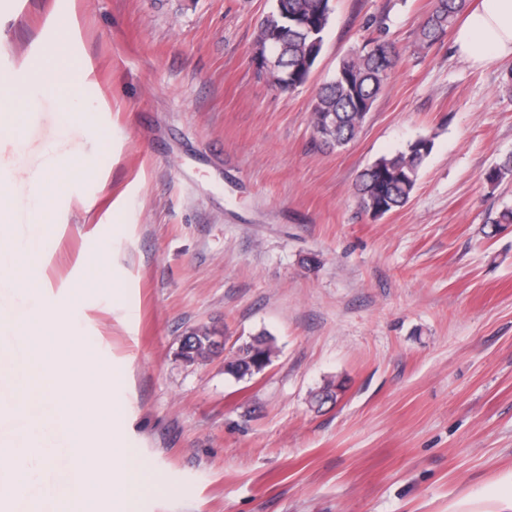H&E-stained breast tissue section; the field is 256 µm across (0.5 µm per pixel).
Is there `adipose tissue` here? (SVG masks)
I'll list each match as a JSON object with an SVG mask.
<instances>
[{
    "label": "adipose tissue",
    "instance_id": "adipose-tissue-1",
    "mask_svg": "<svg viewBox=\"0 0 512 512\" xmlns=\"http://www.w3.org/2000/svg\"><path fill=\"white\" fill-rule=\"evenodd\" d=\"M71 23H62L54 43L47 46L40 84L53 97L78 88L85 80L83 65L66 56ZM454 45L468 61L486 66L512 59V0H479L475 11L454 31Z\"/></svg>",
    "mask_w": 512,
    "mask_h": 512
}]
</instances>
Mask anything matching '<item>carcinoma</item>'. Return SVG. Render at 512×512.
<instances>
[{
  "label": "carcinoma",
  "instance_id": "cac0c4a2",
  "mask_svg": "<svg viewBox=\"0 0 512 512\" xmlns=\"http://www.w3.org/2000/svg\"><path fill=\"white\" fill-rule=\"evenodd\" d=\"M467 2L435 0L421 26L422 43L430 47L442 41ZM330 12L331 0H279L263 18L260 35L286 32L277 46V88L290 90L307 82L322 50ZM398 58L392 44L371 37L361 49L341 61L335 76L320 88L312 107L313 128L324 142L342 147L355 138ZM432 148V140L421 137L408 142L397 154L380 157L369 165L355 185L362 210L380 218L404 207ZM508 175H512V155L491 168L486 181L496 186ZM218 336L214 326L194 329L181 356L187 363L210 358L220 344ZM250 368L247 358L235 356L225 373L239 380L249 375Z\"/></svg>",
  "mask_w": 512,
  "mask_h": 512
}]
</instances>
